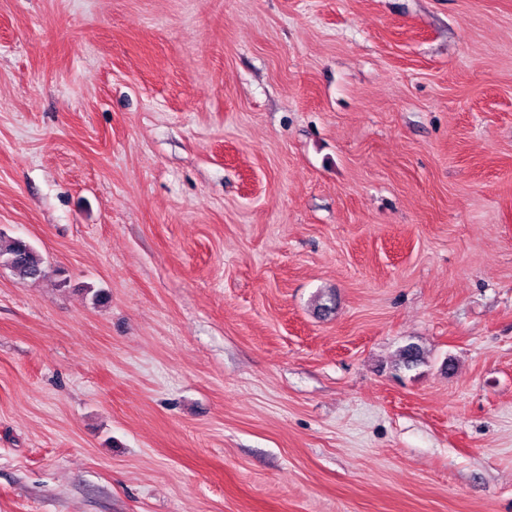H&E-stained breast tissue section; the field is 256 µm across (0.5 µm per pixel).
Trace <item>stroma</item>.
<instances>
[{"label":"stroma","instance_id":"stroma-1","mask_svg":"<svg viewBox=\"0 0 512 512\" xmlns=\"http://www.w3.org/2000/svg\"><path fill=\"white\" fill-rule=\"evenodd\" d=\"M0 235V512H512V0H0ZM44 261L39 252L21 239L2 241L0 235V265L22 278L39 279L44 276Z\"/></svg>","mask_w":512,"mask_h":512}]
</instances>
